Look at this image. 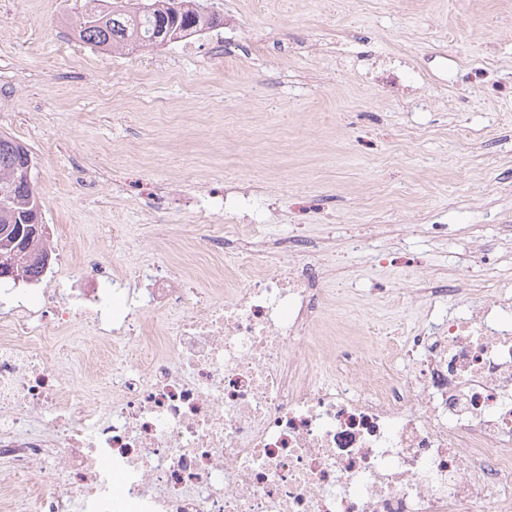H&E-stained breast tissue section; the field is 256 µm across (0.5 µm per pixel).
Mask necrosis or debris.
<instances>
[{
	"instance_id": "1",
	"label": "necrosis or debris",
	"mask_w": 512,
	"mask_h": 512,
	"mask_svg": "<svg viewBox=\"0 0 512 512\" xmlns=\"http://www.w3.org/2000/svg\"><path fill=\"white\" fill-rule=\"evenodd\" d=\"M333 253L211 224L130 271L69 249L1 284L0 512H512V292L412 278L428 314L399 333L344 312ZM199 255L223 293L190 292Z\"/></svg>"
}]
</instances>
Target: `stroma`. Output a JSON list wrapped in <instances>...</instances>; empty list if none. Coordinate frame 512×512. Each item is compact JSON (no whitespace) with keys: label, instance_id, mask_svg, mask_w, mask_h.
Listing matches in <instances>:
<instances>
[{"label":"stroma","instance_id":"35a3bbf8","mask_svg":"<svg viewBox=\"0 0 512 512\" xmlns=\"http://www.w3.org/2000/svg\"><path fill=\"white\" fill-rule=\"evenodd\" d=\"M83 4L0 0V132L31 152L47 237L123 268L137 255L113 256L114 239L158 258L204 214L245 215L340 241L335 281L387 323L414 317L385 305L404 260L512 283V0H219L220 38L106 65L67 48ZM398 52V91L368 86ZM155 184L173 187L164 237L145 221ZM231 186L247 193L236 210ZM475 238L496 256L477 258Z\"/></svg>","mask_w":512,"mask_h":512}]
</instances>
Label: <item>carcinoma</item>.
I'll use <instances>...</instances> for the list:
<instances>
[{"label":"carcinoma","instance_id":"1","mask_svg":"<svg viewBox=\"0 0 512 512\" xmlns=\"http://www.w3.org/2000/svg\"><path fill=\"white\" fill-rule=\"evenodd\" d=\"M113 0L112 8L101 10L94 6L82 17L77 32L86 44L96 47L140 48L164 43L161 33L186 32L205 22L202 11L192 6V0ZM31 159L25 146L15 138L0 134V225L15 227L29 223L41 201L30 183L16 176L30 167ZM18 252L25 255L42 249V238L24 233L17 242ZM44 267L39 260H28L10 269L0 270L5 277L34 274Z\"/></svg>","mask_w":512,"mask_h":512}]
</instances>
